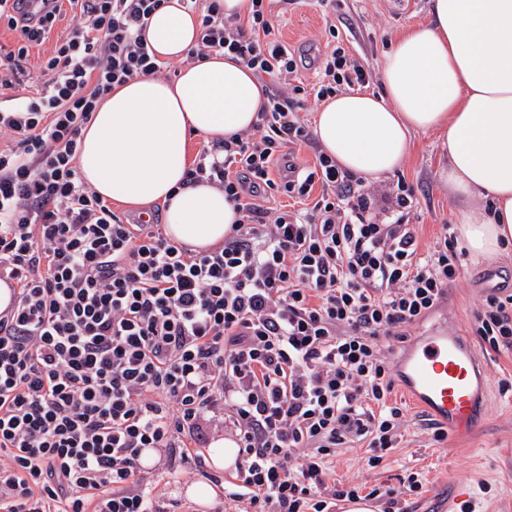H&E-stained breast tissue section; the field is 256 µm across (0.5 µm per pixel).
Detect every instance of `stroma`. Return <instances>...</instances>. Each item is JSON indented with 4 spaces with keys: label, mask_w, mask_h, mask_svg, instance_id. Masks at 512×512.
I'll return each mask as SVG.
<instances>
[{
    "label": "stroma",
    "mask_w": 512,
    "mask_h": 512,
    "mask_svg": "<svg viewBox=\"0 0 512 512\" xmlns=\"http://www.w3.org/2000/svg\"><path fill=\"white\" fill-rule=\"evenodd\" d=\"M335 10L318 0H296L286 5L272 0L275 37L295 54L317 55L336 43L356 58L370 74L369 91L382 90L380 69L389 41L404 28L429 20L430 0H335ZM440 158L433 133H413L407 160L388 183L405 180L419 200L414 218L421 249L433 246L443 223H454L456 205L438 179ZM512 289V245L498 255L468 261L466 270L448 289L445 301L415 326L422 336L433 325L450 322L471 333L473 314L487 292L498 286ZM488 386L487 416L469 437L435 440L430 420L403 392L390 396L401 407L404 426L397 448L384 453L376 467H368L365 447L337 449L329 460L330 475L341 483L370 490L399 488L402 479L416 474L420 495L401 496L399 512H439L441 501L458 479L471 480L476 491L475 512H512V351H495L474 340Z\"/></svg>",
    "instance_id": "stroma-1"
}]
</instances>
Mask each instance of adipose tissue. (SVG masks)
Listing matches in <instances>:
<instances>
[{
  "instance_id": "ef3b65f1",
  "label": "adipose tissue",
  "mask_w": 512,
  "mask_h": 512,
  "mask_svg": "<svg viewBox=\"0 0 512 512\" xmlns=\"http://www.w3.org/2000/svg\"><path fill=\"white\" fill-rule=\"evenodd\" d=\"M199 16L165 0L144 37L157 58L196 47ZM384 91L322 101L313 135L339 167L379 178L406 160L411 133H436L440 180L459 205L458 231L474 257L512 243V0H430L428 23L389 42ZM265 100L253 71L221 53L185 67L175 81L140 75L99 104L78 140L84 183L133 206L166 203L167 233L209 248L240 214L223 191L186 183L190 135L217 143L252 127ZM489 209L472 207L474 197Z\"/></svg>"
}]
</instances>
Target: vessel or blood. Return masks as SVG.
I'll use <instances>...</instances> for the list:
<instances>
[{
  "instance_id": "b4317fda",
  "label": "vessel or blood",
  "mask_w": 512,
  "mask_h": 512,
  "mask_svg": "<svg viewBox=\"0 0 512 512\" xmlns=\"http://www.w3.org/2000/svg\"><path fill=\"white\" fill-rule=\"evenodd\" d=\"M405 392L451 434L474 429L484 408L486 387L469 337L449 329L421 336L401 360Z\"/></svg>"
}]
</instances>
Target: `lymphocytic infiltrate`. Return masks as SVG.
<instances>
[{"label":"lymphocytic infiltrate","mask_w":512,"mask_h":512,"mask_svg":"<svg viewBox=\"0 0 512 512\" xmlns=\"http://www.w3.org/2000/svg\"><path fill=\"white\" fill-rule=\"evenodd\" d=\"M18 2L0 0L20 41L0 56V90L12 93L0 105V281L12 292L0 311V512H160L144 451L192 458L205 474L206 423L235 433L224 481L234 512H334L357 498L358 486L329 483L327 460L359 444L374 467L397 447L390 356L444 301L466 252L445 232L419 254L405 182L366 184L320 150L314 164L292 160L290 146L314 137L288 93L298 60L274 39L266 0L244 18L189 0L201 13L189 59L234 55L266 96L250 130L202 150L186 173L222 190L238 223L200 250L129 223L81 180L78 138L112 89L161 73L142 31L164 0H47L36 20ZM66 9L69 30L41 60L48 81L14 95L21 60ZM368 82L337 46L310 92ZM317 187L308 209L259 202ZM473 331L512 350V294L486 295Z\"/></svg>","instance_id":"1"}]
</instances>
